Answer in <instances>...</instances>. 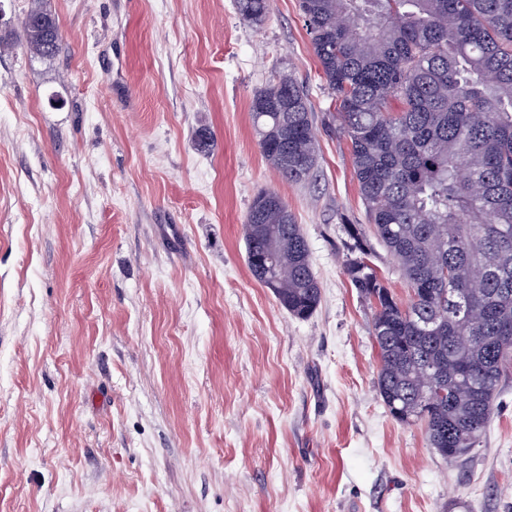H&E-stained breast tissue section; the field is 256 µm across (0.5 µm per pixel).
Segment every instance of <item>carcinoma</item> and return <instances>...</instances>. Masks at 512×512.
I'll return each mask as SVG.
<instances>
[{
    "mask_svg": "<svg viewBox=\"0 0 512 512\" xmlns=\"http://www.w3.org/2000/svg\"><path fill=\"white\" fill-rule=\"evenodd\" d=\"M270 0H237L261 23ZM321 78L350 141L353 174L376 239L412 290L406 308L369 264L361 224L345 226V272L377 305V389L429 446L462 461L495 413L512 371V0H299ZM32 58L62 35L36 0L21 22ZM265 160L291 183L318 164L303 85L281 78L251 106ZM243 237L256 281L297 318L321 289L287 202L259 194Z\"/></svg>",
    "mask_w": 512,
    "mask_h": 512,
    "instance_id": "obj_1",
    "label": "carcinoma"
}]
</instances>
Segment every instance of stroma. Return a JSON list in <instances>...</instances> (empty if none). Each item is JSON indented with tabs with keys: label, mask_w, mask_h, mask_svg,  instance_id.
<instances>
[{
	"label": "stroma",
	"mask_w": 512,
	"mask_h": 512,
	"mask_svg": "<svg viewBox=\"0 0 512 512\" xmlns=\"http://www.w3.org/2000/svg\"><path fill=\"white\" fill-rule=\"evenodd\" d=\"M299 0H0V512H512V376L467 460L377 390L376 307L346 273L366 223ZM309 92L319 161L281 180L254 94ZM208 151L194 146L199 130ZM278 192L321 288L290 315L242 226ZM37 4L23 16L20 26L21 43L31 58L53 59L59 52L62 35L55 15L43 6L42 0H34ZM50 17L48 23L41 26L38 21L42 17ZM269 6V0H237L239 13L254 24H259L265 19Z\"/></svg>",
	"instance_id": "stroma-1"
}]
</instances>
